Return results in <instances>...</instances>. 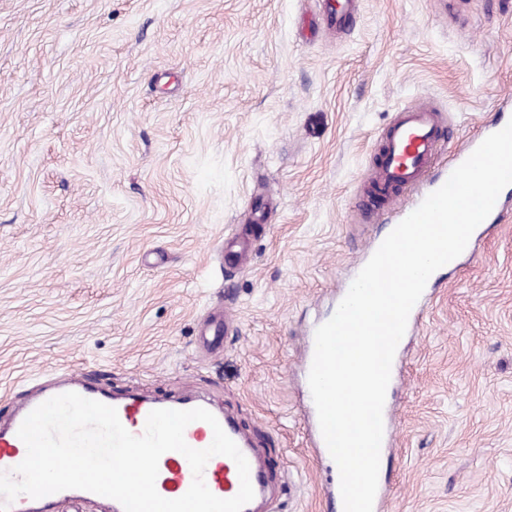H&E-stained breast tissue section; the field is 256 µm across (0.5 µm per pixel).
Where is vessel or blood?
I'll return each mask as SVG.
<instances>
[{
    "mask_svg": "<svg viewBox=\"0 0 512 512\" xmlns=\"http://www.w3.org/2000/svg\"><path fill=\"white\" fill-rule=\"evenodd\" d=\"M325 3L327 25L338 30L346 28L354 16V0H325ZM439 127V115L429 105L421 104L400 112L386 132L380 160L371 179L373 202L395 203L407 191L416 192L418 199H425L440 188L452 170L462 164L480 144L479 139L475 138L449 152L445 169L435 171L440 154ZM67 392L114 407L121 424L135 435L143 433L150 412L163 406L159 400L106 394L90 386L80 373H66L53 388L33 395L15 413L9 427L0 431V471L12 470L26 456V446L17 431L27 415L46 400ZM216 418L249 463L254 499L244 506L243 512H257L258 503L265 498L269 488L266 465L258 461L255 449L251 448L249 440L230 416L220 412ZM213 437L211 426L203 421L190 423L184 431L186 443L195 449L209 447ZM158 468L156 489L162 497L176 499L188 491L193 473L184 455L176 451L166 452L161 456ZM203 478L208 489L222 499L234 497L240 488L237 467L232 459L224 455L213 456L208 461ZM89 496V491L80 489L63 490L38 499L22 494L10 504L9 512H49L59 500L82 501Z\"/></svg>",
    "mask_w": 512,
    "mask_h": 512,
    "instance_id": "obj_1",
    "label": "vessel or blood"
}]
</instances>
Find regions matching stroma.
<instances>
[{"instance_id":"1","label":"stroma","mask_w":512,"mask_h":512,"mask_svg":"<svg viewBox=\"0 0 512 512\" xmlns=\"http://www.w3.org/2000/svg\"><path fill=\"white\" fill-rule=\"evenodd\" d=\"M0 0V424L69 370L199 399L278 457L265 512H328L296 365L384 223L396 112L458 143L512 98V0ZM402 341L387 512H512V191ZM251 237L244 265L222 245ZM234 328L198 347L214 307ZM355 0H325L326 24L336 31L346 28L354 16Z\"/></svg>"}]
</instances>
